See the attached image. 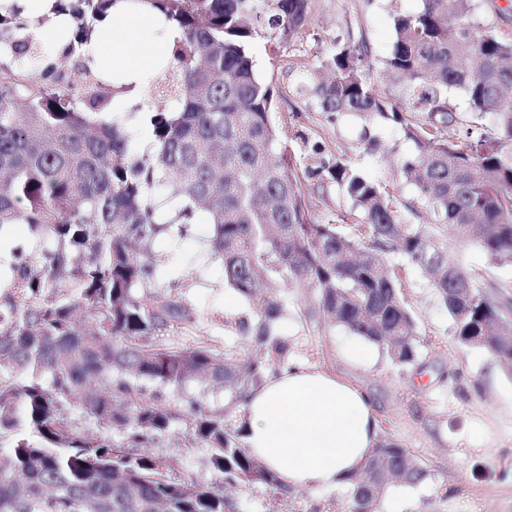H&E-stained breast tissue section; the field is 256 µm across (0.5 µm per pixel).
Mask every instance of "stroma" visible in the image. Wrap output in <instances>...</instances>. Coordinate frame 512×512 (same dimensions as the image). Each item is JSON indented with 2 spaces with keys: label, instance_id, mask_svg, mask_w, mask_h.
Wrapping results in <instances>:
<instances>
[{
  "label": "stroma",
  "instance_id": "obj_1",
  "mask_svg": "<svg viewBox=\"0 0 512 512\" xmlns=\"http://www.w3.org/2000/svg\"><path fill=\"white\" fill-rule=\"evenodd\" d=\"M416 0H311L308 35L301 40L258 41L257 69L283 95L273 117L296 126L311 141L375 177L394 178L402 156L412 144L401 131L379 122L375 151H366L360 127L349 116L328 122L325 115L294 94L296 72L284 59L302 55L318 60L330 44L348 31L364 33L374 59L389 50L397 11L410 10ZM309 207L315 219L341 213L347 199L331 181L307 183ZM210 225H193L178 246L157 238L154 250L166 273L151 287L153 295L179 296L197 316L193 324L178 325L163 338L165 345L189 348L203 342L219 349L235 348L240 338L234 327L249 306L224 285L221 262L210 256ZM449 257L461 260L477 286L496 299L512 300V265L491 264L477 247L448 243ZM402 296L417 323L418 355L413 364L394 366L377 346L323 319L315 292L288 289V312L279 331L288 338V360L335 374L360 387L374 404L379 433L407 448L427 470L421 483H395L387 490L380 512H512V373L488 350L460 345L443 302L416 267L394 254ZM361 347L365 358L350 355ZM175 472L196 480L213 479L205 448L192 446L185 424L166 436L160 449ZM235 512H349L351 491L289 490L282 494L258 484L232 487Z\"/></svg>",
  "mask_w": 512,
  "mask_h": 512
}]
</instances>
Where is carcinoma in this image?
Segmentation results:
<instances>
[{
	"mask_svg": "<svg viewBox=\"0 0 512 512\" xmlns=\"http://www.w3.org/2000/svg\"><path fill=\"white\" fill-rule=\"evenodd\" d=\"M120 2L180 33L143 89L166 103L147 113L146 143L126 126L138 111L119 103L126 87L88 53ZM309 2L55 0L65 25L54 52L30 36L21 7L0 0V512H234L214 484L171 472L155 451L180 414L148 386L176 397L207 382L240 399L288 358L281 289L300 283L318 290L324 318L395 365L413 363L417 326L390 252L426 274L461 345L512 368V320L448 257L451 233L512 264V40L476 19L475 0H418L394 18L382 67L397 99L378 88L370 47L352 32L316 63L288 61L296 94L330 122L359 119L367 145L380 120L404 132L413 150L399 178L417 190L406 200L301 131L291 149L272 118L281 92L257 76L251 48L306 34ZM452 88L467 97L462 112ZM311 177L332 180L349 209L316 220ZM161 184L170 193L159 201ZM201 213L225 285L251 307L236 351L160 343L196 314L144 291L158 276L153 240L186 236ZM17 224L20 242L9 236ZM188 432L223 483L282 490L224 412L195 406ZM381 463L408 470L409 484L427 477L381 438L350 478V512H378L396 479Z\"/></svg>",
	"mask_w": 512,
	"mask_h": 512,
	"instance_id": "carcinoma-1",
	"label": "carcinoma"
}]
</instances>
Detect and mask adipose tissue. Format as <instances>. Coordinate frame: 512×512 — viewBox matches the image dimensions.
I'll return each instance as SVG.
<instances>
[{
  "label": "adipose tissue",
  "instance_id": "ef3b65f1",
  "mask_svg": "<svg viewBox=\"0 0 512 512\" xmlns=\"http://www.w3.org/2000/svg\"><path fill=\"white\" fill-rule=\"evenodd\" d=\"M152 13L112 11L90 45L101 63L123 69L135 86L122 101L139 97L140 82L155 72L169 40L159 39ZM241 427L247 451L275 471L290 489L345 485L377 442L378 424L368 394L319 369L272 374L245 398Z\"/></svg>",
  "mask_w": 512,
  "mask_h": 512
}]
</instances>
